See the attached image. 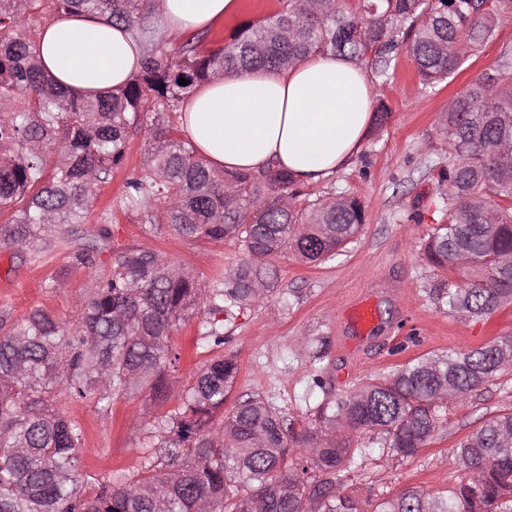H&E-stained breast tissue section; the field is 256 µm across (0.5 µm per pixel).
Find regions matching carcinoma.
I'll list each match as a JSON object with an SVG mask.
<instances>
[{"mask_svg":"<svg viewBox=\"0 0 512 512\" xmlns=\"http://www.w3.org/2000/svg\"><path fill=\"white\" fill-rule=\"evenodd\" d=\"M61 14L126 25L142 51L139 70L103 95L57 83L32 29ZM503 23H512V0H286L216 51L187 42L169 53L142 0L0 3V215L10 214L0 241L19 254L53 248L50 234L82 222L144 125L147 170L128 182L122 205L181 238L236 239L247 252L228 284L206 292L152 249L112 247L102 224L69 252L73 267L110 257L75 325L44 307L18 323L0 315V512H361L346 482L367 449L353 447L351 432H373L390 454L413 457L440 429L444 405L512 365L511 339L414 359L389 379L320 402L300 431L255 397L224 412L237 363L217 354L180 407L154 422L156 455L130 478L80 480L84 432L58 402L94 398L104 409L130 390L169 397L180 322L204 316L205 346L218 349L224 315L269 296L278 259L328 260L365 224L356 197L297 208L293 175L272 164L257 172L210 167L164 114L226 72L281 69L328 52L383 79L403 49L432 87L454 78ZM439 133L451 156L448 213L423 251L428 264L458 277L432 295L478 318L512 303L511 47L448 102ZM456 458L467 477L454 487L407 490L373 512H499L512 504V412L460 441Z\"/></svg>","mask_w":512,"mask_h":512,"instance_id":"cac0c4a2","label":"carcinoma"}]
</instances>
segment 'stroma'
Wrapping results in <instances>:
<instances>
[{
  "label": "stroma",
  "instance_id": "obj_1",
  "mask_svg": "<svg viewBox=\"0 0 512 512\" xmlns=\"http://www.w3.org/2000/svg\"><path fill=\"white\" fill-rule=\"evenodd\" d=\"M283 0H235L233 9L207 29L200 51L228 43L241 26L263 20ZM512 47V24L500 26L491 42L470 58L452 81L435 88L422 86L414 60L399 52L388 81L371 78L374 101L390 112L381 127L367 135L350 165L316 184H299L300 205L333 194L358 197L366 221L345 252L318 265L282 258L273 293L224 323L225 355L234 357L239 372L233 397H258L308 425L313 408L395 372L412 359L449 349L467 351L512 338V304L479 319L460 317L438 305L431 290L448 279L424 259L421 246L440 223L447 196L438 182L448 166V147L438 128L448 102L475 80L491 73L504 47ZM147 130L134 133L126 157L104 184L83 223L62 225L57 246L41 254L17 255L0 244V311L21 320L36 307L54 312L68 324L80 318L77 299L103 272L66 266L67 240L89 238L109 222L113 247L146 246L165 261L198 276L202 288L213 287L220 274L232 273L247 257L237 241L202 243L152 225L137 210L122 206L129 179L146 168ZM59 277V287L49 285ZM369 296L378 321L371 338L361 339L345 320L348 306ZM201 316H193L173 334L180 355L174 373L176 392L160 404L148 405L144 394L115 396L109 409L95 401L67 404L68 416L84 430L80 451L82 476H132L153 454L151 424L145 411L161 417L181 404V391L193 383L210 358L200 344ZM512 412V370L498 374L459 403L449 405L439 432L412 458L379 454V437L355 434L353 443L367 449L361 469L347 486L362 512H373L380 500L418 488L435 493L453 487L462 476L454 448L492 415Z\"/></svg>",
  "mask_w": 512,
  "mask_h": 512
}]
</instances>
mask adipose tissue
<instances>
[{
	"instance_id": "obj_1",
	"label": "adipose tissue",
	"mask_w": 512,
	"mask_h": 512,
	"mask_svg": "<svg viewBox=\"0 0 512 512\" xmlns=\"http://www.w3.org/2000/svg\"><path fill=\"white\" fill-rule=\"evenodd\" d=\"M233 0H158L165 30L201 29ZM47 69L72 92L94 96L126 82L141 53L130 31L110 21L61 17L41 29ZM181 129L213 167L260 170L268 163L313 184L358 153L373 121L366 70L321 55L274 71L232 73L197 88L181 110Z\"/></svg>"
}]
</instances>
